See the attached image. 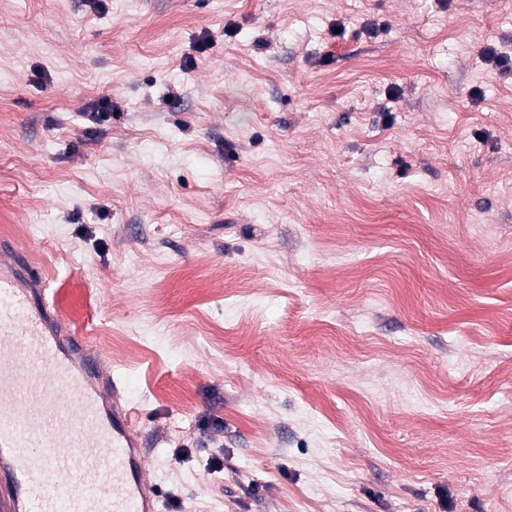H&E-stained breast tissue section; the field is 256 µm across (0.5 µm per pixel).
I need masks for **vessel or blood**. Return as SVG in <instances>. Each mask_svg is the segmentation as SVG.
Wrapping results in <instances>:
<instances>
[{
  "label": "vessel or blood",
  "instance_id": "b4317fda",
  "mask_svg": "<svg viewBox=\"0 0 512 512\" xmlns=\"http://www.w3.org/2000/svg\"><path fill=\"white\" fill-rule=\"evenodd\" d=\"M121 377L86 353L55 289L0 244V512H159Z\"/></svg>",
  "mask_w": 512,
  "mask_h": 512
}]
</instances>
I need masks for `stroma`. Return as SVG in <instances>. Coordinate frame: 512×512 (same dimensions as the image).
<instances>
[{
	"label": "stroma",
	"instance_id": "obj_1",
	"mask_svg": "<svg viewBox=\"0 0 512 512\" xmlns=\"http://www.w3.org/2000/svg\"><path fill=\"white\" fill-rule=\"evenodd\" d=\"M490 44L512 0H0V240L122 374L161 512H512Z\"/></svg>",
	"mask_w": 512,
	"mask_h": 512
}]
</instances>
